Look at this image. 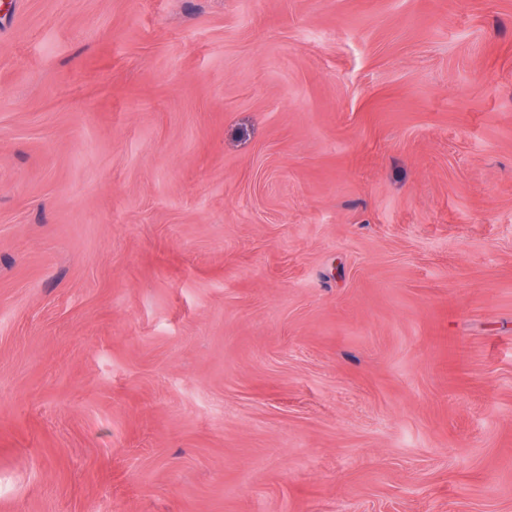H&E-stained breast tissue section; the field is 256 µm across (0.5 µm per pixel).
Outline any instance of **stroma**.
Listing matches in <instances>:
<instances>
[{"label": "stroma", "instance_id": "1", "mask_svg": "<svg viewBox=\"0 0 512 512\" xmlns=\"http://www.w3.org/2000/svg\"><path fill=\"white\" fill-rule=\"evenodd\" d=\"M0 512H512V0H0Z\"/></svg>", "mask_w": 512, "mask_h": 512}]
</instances>
